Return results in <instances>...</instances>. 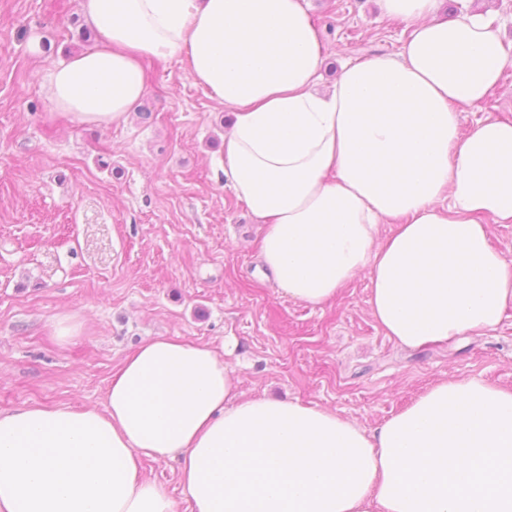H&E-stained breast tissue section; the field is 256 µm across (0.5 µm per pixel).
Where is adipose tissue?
I'll return each mask as SVG.
<instances>
[{
    "mask_svg": "<svg viewBox=\"0 0 512 512\" xmlns=\"http://www.w3.org/2000/svg\"><path fill=\"white\" fill-rule=\"evenodd\" d=\"M380 4L411 30L401 52L322 90L304 0H83L102 40L49 67V100L81 124L120 123L147 94L144 61H186L232 117L221 167L280 290L322 307L367 272L375 322L418 349L495 328L512 306V260L487 225L512 224V122L458 119L512 47L485 14ZM146 458L179 461L192 512H512V389L445 377L369 431L245 396L210 346L157 336L122 362L104 410L0 413V512H176Z\"/></svg>",
    "mask_w": 512,
    "mask_h": 512,
    "instance_id": "obj_1",
    "label": "adipose tissue"
}]
</instances>
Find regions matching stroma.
<instances>
[{"instance_id":"1","label":"stroma","mask_w":512,"mask_h":512,"mask_svg":"<svg viewBox=\"0 0 512 512\" xmlns=\"http://www.w3.org/2000/svg\"><path fill=\"white\" fill-rule=\"evenodd\" d=\"M327 54L321 88L343 67L399 54L407 26L376 0H307ZM82 0H0V412L28 405L104 409L122 360L174 336L224 349L247 396L335 411L375 430L442 377L512 388V308L494 329L408 350L384 335L359 274L333 305L288 300L256 253L260 236L219 167L229 117L180 59L145 65L142 113L82 125L52 111L48 66L98 43ZM489 13L512 42V0H444L443 17ZM512 121V69L474 107ZM76 316L79 335L52 326ZM178 512H191L173 460L143 459Z\"/></svg>"}]
</instances>
